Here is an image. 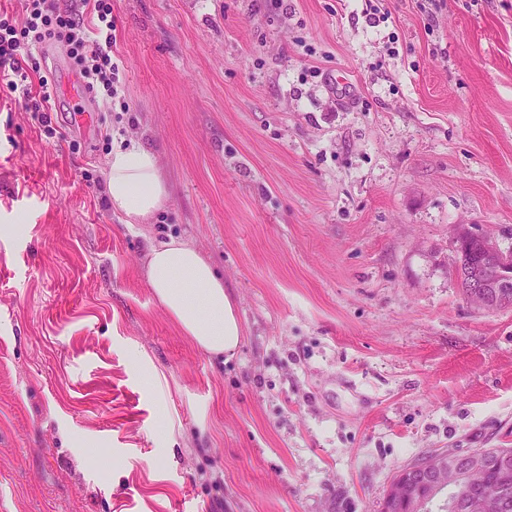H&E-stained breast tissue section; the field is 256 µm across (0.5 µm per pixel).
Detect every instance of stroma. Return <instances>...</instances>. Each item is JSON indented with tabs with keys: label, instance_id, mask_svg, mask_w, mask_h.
I'll return each mask as SVG.
<instances>
[{
	"label": "stroma",
	"instance_id": "35a3bbf8",
	"mask_svg": "<svg viewBox=\"0 0 512 512\" xmlns=\"http://www.w3.org/2000/svg\"><path fill=\"white\" fill-rule=\"evenodd\" d=\"M125 90L48 134L0 84V512H380L400 466L512 448V0H112ZM153 150L146 224L114 148ZM194 246L242 325L200 348L146 277ZM107 193L129 224H146L168 199L156 156L138 144L115 148L108 161ZM457 252L458 276L461 288H467L466 299L489 312L512 308V251H503L491 235L463 230Z\"/></svg>",
	"mask_w": 512,
	"mask_h": 512
}]
</instances>
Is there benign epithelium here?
<instances>
[{
    "mask_svg": "<svg viewBox=\"0 0 512 512\" xmlns=\"http://www.w3.org/2000/svg\"><path fill=\"white\" fill-rule=\"evenodd\" d=\"M457 269L460 286L466 289V299L479 309L498 311L512 308V251H504L490 235H475L467 230L458 237ZM455 470L456 478L463 481L470 471L487 468L493 464L507 467L512 463L507 454L494 457L482 450H474L459 458H448ZM440 468L426 460L416 467H404L396 475L393 489L406 490V484L416 477L439 485Z\"/></svg>",
    "mask_w": 512,
    "mask_h": 512,
    "instance_id": "benign-epithelium-1",
    "label": "benign epithelium"
}]
</instances>
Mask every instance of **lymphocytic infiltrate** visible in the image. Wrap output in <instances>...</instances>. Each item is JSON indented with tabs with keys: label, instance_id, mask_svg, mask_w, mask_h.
Returning <instances> with one entry per match:
<instances>
[{
	"label": "lymphocytic infiltrate",
	"instance_id": "obj_1",
	"mask_svg": "<svg viewBox=\"0 0 512 512\" xmlns=\"http://www.w3.org/2000/svg\"><path fill=\"white\" fill-rule=\"evenodd\" d=\"M86 14L61 9L56 0H22L19 16L0 18V82L20 94L28 111L50 126L55 89L36 74L33 52L56 40L66 44L90 96L117 95L121 72L113 60L112 0H84Z\"/></svg>",
	"mask_w": 512,
	"mask_h": 512
}]
</instances>
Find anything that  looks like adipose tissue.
Masks as SVG:
<instances>
[{"label":"adipose tissue","mask_w":512,"mask_h":512,"mask_svg":"<svg viewBox=\"0 0 512 512\" xmlns=\"http://www.w3.org/2000/svg\"><path fill=\"white\" fill-rule=\"evenodd\" d=\"M107 167L111 205L128 223L147 222L166 202L168 190L151 150L138 144L116 148ZM147 277L160 304L199 347L234 354L241 336L234 301L198 250L176 240L150 246Z\"/></svg>","instance_id":"obj_1"}]
</instances>
